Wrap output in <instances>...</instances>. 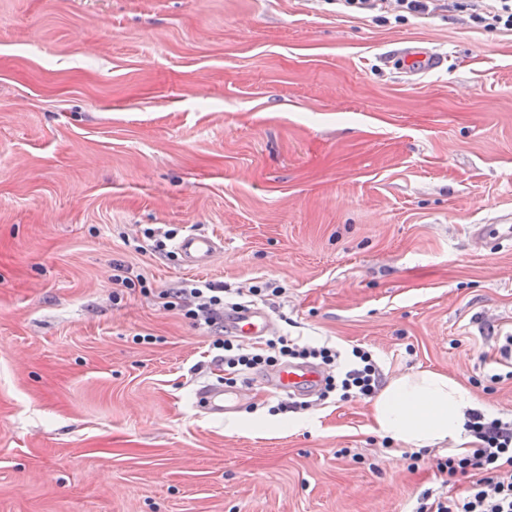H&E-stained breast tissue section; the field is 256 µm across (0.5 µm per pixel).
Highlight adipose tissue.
Instances as JSON below:
<instances>
[{
	"label": "adipose tissue",
	"instance_id": "ef3b65f1",
	"mask_svg": "<svg viewBox=\"0 0 512 512\" xmlns=\"http://www.w3.org/2000/svg\"><path fill=\"white\" fill-rule=\"evenodd\" d=\"M478 406L460 381L443 372L420 370L391 379L379 391L371 406L372 429L411 448L445 444L450 452L463 454L473 442L464 412Z\"/></svg>",
	"mask_w": 512,
	"mask_h": 512
}]
</instances>
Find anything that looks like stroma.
I'll list each match as a JSON object with an SVG mask.
<instances>
[{
  "label": "stroma",
  "instance_id": "1",
  "mask_svg": "<svg viewBox=\"0 0 512 512\" xmlns=\"http://www.w3.org/2000/svg\"><path fill=\"white\" fill-rule=\"evenodd\" d=\"M413 41L446 54L410 76ZM512 32L327 0H0V512H411L410 460L370 401L214 419L213 337L186 281L260 301L299 344L432 369L512 419ZM223 239L203 269L155 237Z\"/></svg>",
  "mask_w": 512,
  "mask_h": 512
}]
</instances>
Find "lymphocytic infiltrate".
<instances>
[{"label":"lymphocytic infiltrate","mask_w":512,"mask_h":512,"mask_svg":"<svg viewBox=\"0 0 512 512\" xmlns=\"http://www.w3.org/2000/svg\"><path fill=\"white\" fill-rule=\"evenodd\" d=\"M435 0H336L341 12L364 13L378 10L395 15L428 13ZM452 9L471 12L489 29L512 31V0H452ZM227 290L223 285L199 281L163 291V298L177 301L186 318L205 326L214 337V348L223 352L224 370L238 376L257 372L288 359H315L332 368L320 394L321 399H370L383 385V375L369 351L352 348L342 353L322 345H301L284 336L266 339L257 351L245 350L235 339L224 334V309ZM465 426L477 440L472 451L462 457H448L438 462V470L449 476L479 472L461 494L455 497H431L423 494L412 512H512V421L486 417L471 410Z\"/></svg>","instance_id":"1"}]
</instances>
